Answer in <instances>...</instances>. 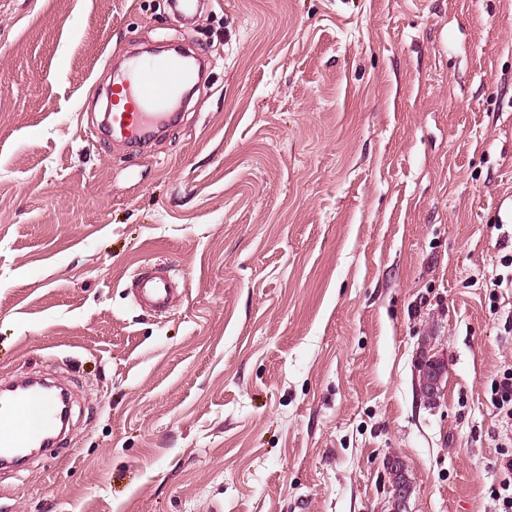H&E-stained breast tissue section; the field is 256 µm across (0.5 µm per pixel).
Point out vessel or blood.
Here are the masks:
<instances>
[{
	"mask_svg": "<svg viewBox=\"0 0 512 512\" xmlns=\"http://www.w3.org/2000/svg\"><path fill=\"white\" fill-rule=\"evenodd\" d=\"M193 79L182 55L135 60L112 82L105 128L124 140L143 141L172 121L171 108ZM173 295V279L160 268L139 272L133 282L136 302L156 311L165 309ZM57 414L56 402L38 386L22 385L0 396V461L10 462L37 440L56 434Z\"/></svg>",
	"mask_w": 512,
	"mask_h": 512,
	"instance_id": "1",
	"label": "vessel or blood"
}]
</instances>
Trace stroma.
<instances>
[{
  "instance_id": "stroma-1",
  "label": "stroma",
  "mask_w": 512,
  "mask_h": 512,
  "mask_svg": "<svg viewBox=\"0 0 512 512\" xmlns=\"http://www.w3.org/2000/svg\"><path fill=\"white\" fill-rule=\"evenodd\" d=\"M165 44L178 120L97 133ZM511 214L512 0H0V381L73 394L0 512H389L393 456L414 512H499ZM133 296L138 304L155 311L165 309L174 295L173 279L164 269L148 268L133 282ZM447 373V361L439 356L424 354L417 362L418 388L432 404L439 403L444 396ZM492 405L512 420V371L503 373V378L492 391Z\"/></svg>"
}]
</instances>
